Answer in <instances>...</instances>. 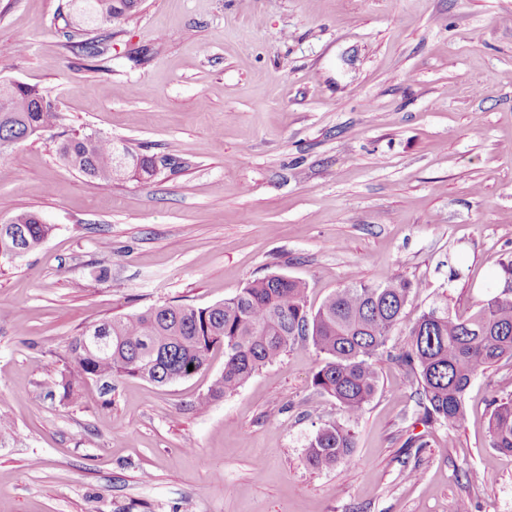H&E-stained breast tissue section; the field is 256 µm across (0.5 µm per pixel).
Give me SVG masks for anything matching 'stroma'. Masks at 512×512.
<instances>
[{
    "mask_svg": "<svg viewBox=\"0 0 512 512\" xmlns=\"http://www.w3.org/2000/svg\"><path fill=\"white\" fill-rule=\"evenodd\" d=\"M64 3L0 0V80L36 86L64 130L182 166L104 186L62 163L54 130L0 155V224L29 210L54 227L0 262V512H512V455L488 433L512 359L474 378L454 428L423 422L406 367L380 362L329 469L307 445L345 416L305 342L203 414L220 350L163 387L60 386L85 326L270 274L305 281L313 310L354 279L408 280L410 321L499 294L512 0H143L101 60L69 51Z\"/></svg>",
    "mask_w": 512,
    "mask_h": 512,
    "instance_id": "35a3bbf8",
    "label": "stroma"
}]
</instances>
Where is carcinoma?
Listing matches in <instances>:
<instances>
[{
  "mask_svg": "<svg viewBox=\"0 0 512 512\" xmlns=\"http://www.w3.org/2000/svg\"><path fill=\"white\" fill-rule=\"evenodd\" d=\"M140 0H81L59 13L64 28L95 32L100 25L129 16ZM112 33L70 46L78 56L97 58ZM61 116L32 85L0 84V151L60 124ZM70 168L104 185L133 180L147 183L158 165H180L172 155H147L116 145L107 137L72 133L58 147ZM31 211H19L0 224V260L36 250L51 234ZM412 284L405 280L375 286L353 280L331 292L316 310L307 306V285L284 275L248 282L233 297L206 308L164 303L139 313L114 316L73 337L61 386L69 395L92 380L109 386L114 378L136 377L157 385L188 379L224 350V370L196 408L241 387L253 374L281 358L298 341H310L322 357L312 384L336 401L345 423L320 429L310 440L306 460L314 468L347 459L354 448L353 428L374 397L378 364L395 357L416 384L424 419L457 426L465 415L472 380L504 359H512V287L475 304L467 318L448 307L422 311L409 325L407 349L392 355L388 342L404 323ZM193 370H188V367ZM491 447L512 454V394L492 400Z\"/></svg>",
  "mask_w": 512,
  "mask_h": 512,
  "instance_id": "1",
  "label": "carcinoma"
}]
</instances>
